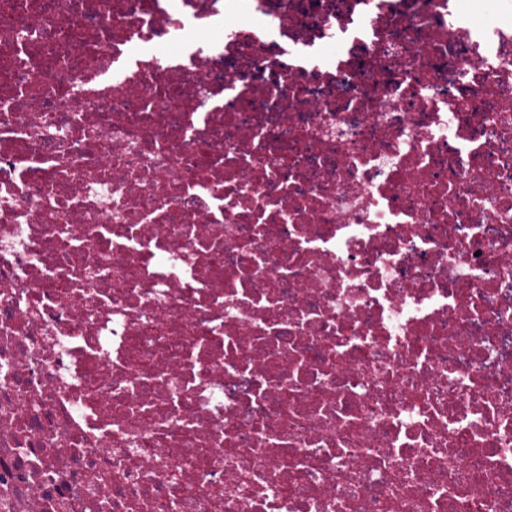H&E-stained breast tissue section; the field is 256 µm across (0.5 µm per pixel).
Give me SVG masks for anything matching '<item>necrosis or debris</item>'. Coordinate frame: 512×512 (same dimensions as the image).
Listing matches in <instances>:
<instances>
[{"mask_svg": "<svg viewBox=\"0 0 512 512\" xmlns=\"http://www.w3.org/2000/svg\"><path fill=\"white\" fill-rule=\"evenodd\" d=\"M0 512H512V0H0Z\"/></svg>", "mask_w": 512, "mask_h": 512, "instance_id": "obj_1", "label": "necrosis or debris"}]
</instances>
